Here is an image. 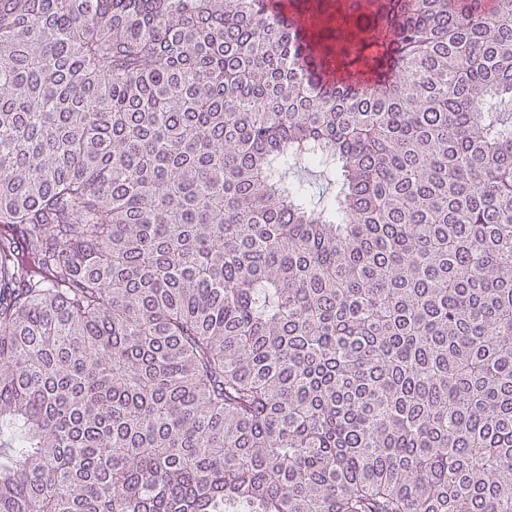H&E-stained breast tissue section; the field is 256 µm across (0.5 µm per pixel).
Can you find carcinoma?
<instances>
[{"label":"carcinoma","mask_w":512,"mask_h":512,"mask_svg":"<svg viewBox=\"0 0 512 512\" xmlns=\"http://www.w3.org/2000/svg\"><path fill=\"white\" fill-rule=\"evenodd\" d=\"M384 21L0 0V512H512V0ZM341 0H307L294 9L307 14L309 35L327 47L333 57V63L342 74H371L365 72V59L372 58L382 50L381 46L371 44L365 31L370 32L373 25L375 6L367 13H344L340 8ZM308 15L310 18H308Z\"/></svg>","instance_id":"1"}]
</instances>
